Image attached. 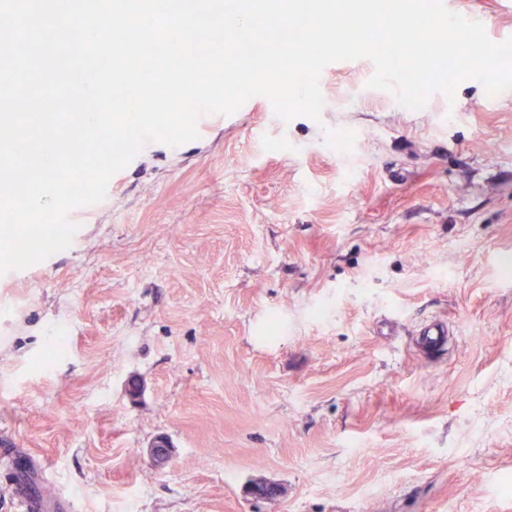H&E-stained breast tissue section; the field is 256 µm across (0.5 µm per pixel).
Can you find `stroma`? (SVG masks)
<instances>
[{"instance_id": "stroma-1", "label": "stroma", "mask_w": 512, "mask_h": 512, "mask_svg": "<svg viewBox=\"0 0 512 512\" xmlns=\"http://www.w3.org/2000/svg\"><path fill=\"white\" fill-rule=\"evenodd\" d=\"M447 2L512 37L501 0ZM374 71L329 64L317 121L249 100L144 145L0 275V453L32 483L74 512H512V89L410 110ZM429 320L454 334L424 355Z\"/></svg>"}]
</instances>
